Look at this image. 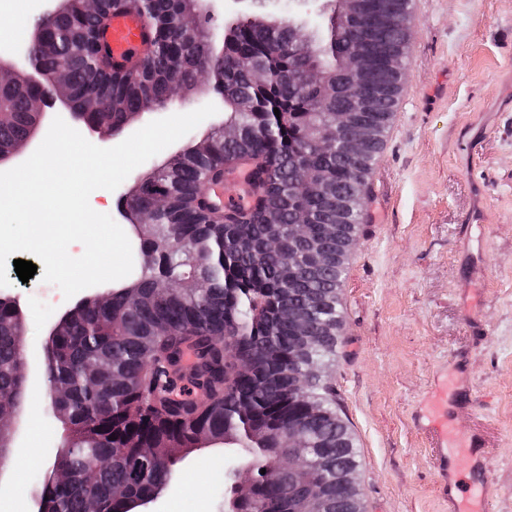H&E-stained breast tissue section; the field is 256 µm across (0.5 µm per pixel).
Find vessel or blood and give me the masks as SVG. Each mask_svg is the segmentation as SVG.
<instances>
[{
	"label": "vessel or blood",
	"mask_w": 512,
	"mask_h": 512,
	"mask_svg": "<svg viewBox=\"0 0 512 512\" xmlns=\"http://www.w3.org/2000/svg\"><path fill=\"white\" fill-rule=\"evenodd\" d=\"M101 37L110 49L112 69L117 73L133 68L149 49V28L143 16L132 8L113 12ZM248 174V162H240L226 173L225 185H205L204 193L216 202H223L225 193H237L242 178ZM465 390L466 381L463 376L441 378L417 414L418 422L430 432L433 445L438 450L437 469L445 484L450 512H463L460 503L465 492L483 494L487 491L483 485L463 487L458 480L462 462L475 458L477 440H470L460 450L452 451L448 448V402L460 398Z\"/></svg>",
	"instance_id": "b4317fda"
}]
</instances>
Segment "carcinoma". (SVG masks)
Here are the masks:
<instances>
[{
  "label": "carcinoma",
  "mask_w": 512,
  "mask_h": 512,
  "mask_svg": "<svg viewBox=\"0 0 512 512\" xmlns=\"http://www.w3.org/2000/svg\"><path fill=\"white\" fill-rule=\"evenodd\" d=\"M368 2L363 23L342 32L333 13L295 37L287 24L251 14L215 41L203 27L183 26L181 16L197 9L194 0H156L144 10L151 50L118 75L100 54L98 37L112 11L138 9V0H99L93 13L84 0H61L37 60L49 75L64 73L76 106L85 107L86 96L102 101L101 109L83 113L86 122L110 131L156 101L198 88L205 74L221 77L213 89L237 135H195L182 153L120 191L118 207L141 245L142 265L110 289L109 304L82 301L46 338V411L61 434L46 449L51 470L35 477L41 512H87L91 503L96 512H118L115 493L156 496L191 453L224 444L252 464L253 497L235 502L236 512H253L258 502L278 512L285 499L294 512L296 480L279 466L288 457L290 425L302 429L320 457L323 512H365L353 481L358 449L337 411L330 371L346 261L361 229L369 163L395 112L409 17L407 0ZM365 31L373 58L361 79L373 92L359 101L346 94L351 77L338 62ZM310 33L319 42L315 59L336 86L327 96L301 80ZM257 66L269 79L257 80ZM353 111L370 129L360 154L343 144L319 151L307 140L312 113ZM36 122L25 85H0V151L21 144ZM244 159L252 198L226 216L207 203L203 186ZM306 164L328 174V196L307 189ZM305 212L306 234L288 237V225ZM151 213L153 223L141 226V216ZM273 222L284 239L277 251L267 249ZM290 313L302 318L300 325ZM24 326L23 310L0 301L5 412L25 405ZM186 345L195 349L193 379L203 388L195 400L175 393ZM239 363L250 372L237 371ZM292 373L304 378L306 398L289 388Z\"/></svg>",
  "instance_id": "cac0c4a2"
}]
</instances>
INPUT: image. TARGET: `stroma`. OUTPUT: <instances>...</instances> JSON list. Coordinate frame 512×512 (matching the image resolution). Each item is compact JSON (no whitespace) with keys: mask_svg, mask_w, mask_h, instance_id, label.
Listing matches in <instances>:
<instances>
[{"mask_svg":"<svg viewBox=\"0 0 512 512\" xmlns=\"http://www.w3.org/2000/svg\"><path fill=\"white\" fill-rule=\"evenodd\" d=\"M406 76L361 206L341 295L343 336L332 378L360 452L366 512H448L437 451L412 414L434 382L464 363L465 402L449 405L457 440L482 432L492 479L487 512H512V0H412ZM482 179L484 245L464 246ZM28 357L72 307L40 283L22 292ZM30 392L5 482L29 496L58 426ZM223 447L187 457L158 512H214Z\"/></svg>","mask_w":512,"mask_h":512,"instance_id":"obj_1","label":"stroma"}]
</instances>
